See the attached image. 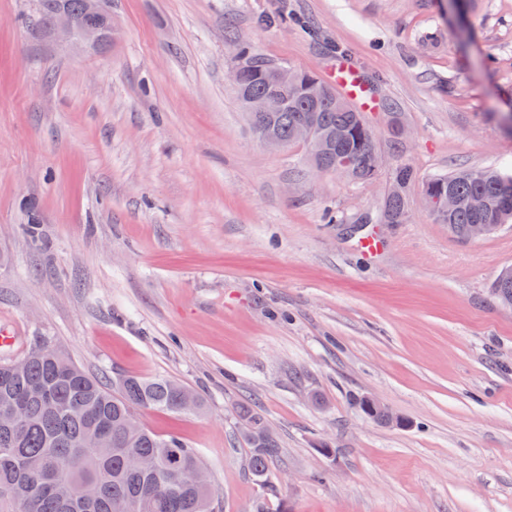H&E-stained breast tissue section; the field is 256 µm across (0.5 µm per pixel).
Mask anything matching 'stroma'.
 Returning <instances> with one entry per match:
<instances>
[{
    "label": "stroma",
    "instance_id": "1",
    "mask_svg": "<svg viewBox=\"0 0 512 512\" xmlns=\"http://www.w3.org/2000/svg\"><path fill=\"white\" fill-rule=\"evenodd\" d=\"M289 7L322 35L262 24ZM79 53L0 0V360L52 340L105 382L174 378L197 414L140 410L202 458L223 512H512V226L461 241L409 194L365 224L392 170L512 173V0H112ZM330 79L346 50L384 159L356 183L254 136L236 38ZM396 114H388L383 102ZM38 236H30V222ZM376 236L378 254L360 242ZM373 397L406 426L367 419ZM281 457L247 466L240 408Z\"/></svg>",
    "mask_w": 512,
    "mask_h": 512
}]
</instances>
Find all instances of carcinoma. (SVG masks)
<instances>
[{
  "instance_id": "carcinoma-1",
  "label": "carcinoma",
  "mask_w": 512,
  "mask_h": 512,
  "mask_svg": "<svg viewBox=\"0 0 512 512\" xmlns=\"http://www.w3.org/2000/svg\"><path fill=\"white\" fill-rule=\"evenodd\" d=\"M236 90L240 104L247 94L273 89L272 69L283 66L258 54L251 43L236 41ZM281 111L271 115L247 113L257 137L266 136L285 146H296L298 126L311 129L310 142L300 145L310 163L336 173L340 153L354 160L353 182L374 179L379 168L373 144L366 142V123L356 107L333 85L307 71H294ZM325 93L314 98L312 87ZM414 170L400 165L393 171L391 190L381 208L400 216L407 213L408 193L416 183ZM423 199L452 194L460 205L434 215L448 225L454 237L466 239L472 224L512 223V175L490 168H459L437 174L421 183ZM478 197L479 210L467 205ZM491 288L505 302H512V269L503 270ZM189 389L166 377L146 380L124 378L118 389H109L100 378L74 363L52 341L42 339L26 357L23 368L0 362V412L14 409L22 424L0 425V488L10 486L16 496H0V512H218L217 493L211 484L196 483L191 475L204 469L198 452L175 436L163 437L140 426L135 412L152 409L181 412ZM239 418L259 424L256 441L249 448V471L264 477L281 448L264 418L242 408ZM154 461L158 472L171 474V484L159 490L154 477L134 469L130 457Z\"/></svg>"
}]
</instances>
